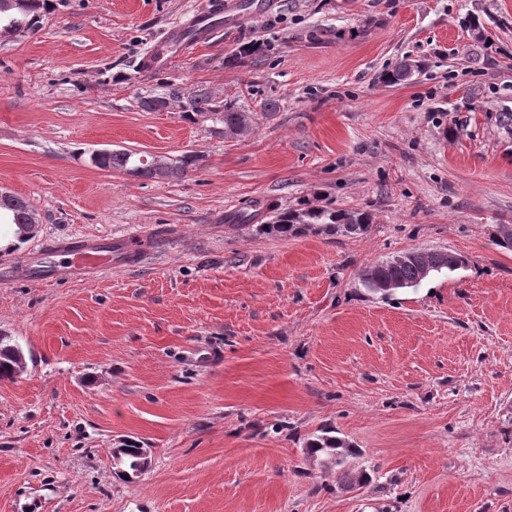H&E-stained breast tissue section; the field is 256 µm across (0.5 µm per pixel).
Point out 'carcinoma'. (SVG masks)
Returning <instances> with one entry per match:
<instances>
[{
	"instance_id": "carcinoma-1",
	"label": "carcinoma",
	"mask_w": 512,
	"mask_h": 512,
	"mask_svg": "<svg viewBox=\"0 0 512 512\" xmlns=\"http://www.w3.org/2000/svg\"><path fill=\"white\" fill-rule=\"evenodd\" d=\"M48 6V0H26V7H17V0H0V32L13 31L18 34L32 29L38 22L40 13ZM141 110L159 112L171 107L177 108L190 121L207 117V121L222 128L226 138L247 137L254 132L257 114L246 110L235 100L219 99L215 91L198 86L187 91L165 86L164 91L150 92L138 98ZM96 167L104 170H119L124 173L137 169V176L154 178L156 173L148 161L142 160V154L131 150H114L102 154L92 161ZM35 210L30 202L18 195L11 194L0 198V224H12L15 234L21 238L29 233L30 223ZM372 224V216L361 210H336L326 207H305L301 209L277 212L272 222L258 225V231L272 237H297L308 232L326 237L352 236L367 232ZM430 269L428 274H441L459 269L454 255L443 252L427 254ZM426 274V275H428ZM421 267L412 260L390 262L388 260L372 264L361 275V285L377 294L382 284H392L394 289L415 287L424 279ZM26 366L22 349L0 337V379H14ZM308 455L319 461L330 471L337 469L340 481L345 488H355L368 482L364 472L354 473L345 468L346 458L352 454L351 445L346 441L321 430L311 435L305 444ZM116 467L129 473L145 468L146 457L142 456L137 443L128 441L120 455H112Z\"/></svg>"
}]
</instances>
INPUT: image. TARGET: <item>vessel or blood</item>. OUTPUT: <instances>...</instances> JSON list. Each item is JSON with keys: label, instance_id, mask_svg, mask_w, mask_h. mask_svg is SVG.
<instances>
[{"label": "vessel or blood", "instance_id": "1", "mask_svg": "<svg viewBox=\"0 0 512 512\" xmlns=\"http://www.w3.org/2000/svg\"><path fill=\"white\" fill-rule=\"evenodd\" d=\"M248 18L259 21L260 11L247 6L245 0H211L210 5L204 6L187 23L195 33L194 41L198 44L207 43L213 33V20H220L225 25H235L241 19ZM186 49L176 30L168 31L146 56L145 62L149 67L162 68L169 65L177 54ZM121 246L120 240L100 237H79L70 240L45 244L48 252L66 255L67 263L47 266L43 270H31L29 261H19L15 269L20 273H34L40 280L52 282L62 279H77L88 274L111 271L118 260L116 251Z\"/></svg>", "mask_w": 512, "mask_h": 512}]
</instances>
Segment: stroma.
I'll return each instance as SVG.
<instances>
[{
    "instance_id": "35a3bbf8",
    "label": "stroma",
    "mask_w": 512,
    "mask_h": 512,
    "mask_svg": "<svg viewBox=\"0 0 512 512\" xmlns=\"http://www.w3.org/2000/svg\"><path fill=\"white\" fill-rule=\"evenodd\" d=\"M205 2L53 0L0 39V189L39 219L0 250V336L26 359L0 381V512H512V251L495 237L512 224V0H260L262 23L133 72ZM405 60L413 77L384 82ZM168 84L237 101L254 132L139 108ZM100 149L202 161L133 178L94 167ZM307 203L375 220L259 232ZM81 235L125 239L136 264L50 283L7 268ZM409 251L467 265L362 286ZM323 428L369 483L307 457ZM131 437L151 465L126 480L111 450Z\"/></svg>"
}]
</instances>
